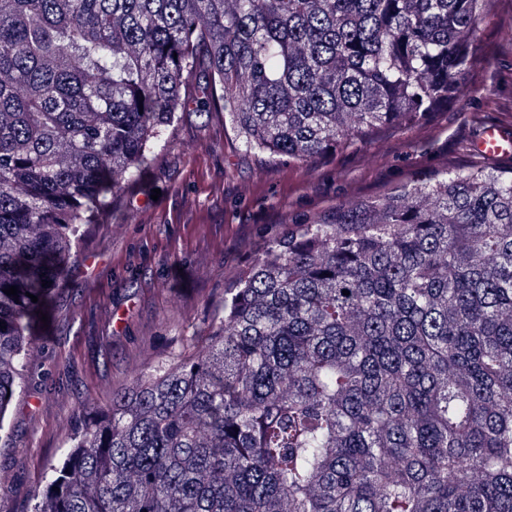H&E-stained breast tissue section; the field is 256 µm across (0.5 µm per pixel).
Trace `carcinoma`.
Listing matches in <instances>:
<instances>
[{
	"instance_id": "cac0c4a2",
	"label": "carcinoma",
	"mask_w": 512,
	"mask_h": 512,
	"mask_svg": "<svg viewBox=\"0 0 512 512\" xmlns=\"http://www.w3.org/2000/svg\"><path fill=\"white\" fill-rule=\"evenodd\" d=\"M490 3L0 0V429L42 280L178 113L308 162L453 100ZM30 512H512V167L272 240L200 342L77 420Z\"/></svg>"
}]
</instances>
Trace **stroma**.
<instances>
[{"label":"stroma","instance_id":"1","mask_svg":"<svg viewBox=\"0 0 512 512\" xmlns=\"http://www.w3.org/2000/svg\"><path fill=\"white\" fill-rule=\"evenodd\" d=\"M474 45L479 63L451 104L304 164L181 113L112 214L87 226L31 327L40 352L0 431V512H28L78 414L206 334L225 289L290 224L446 169L502 167L474 146L488 123L512 125V0H495Z\"/></svg>","mask_w":512,"mask_h":512}]
</instances>
